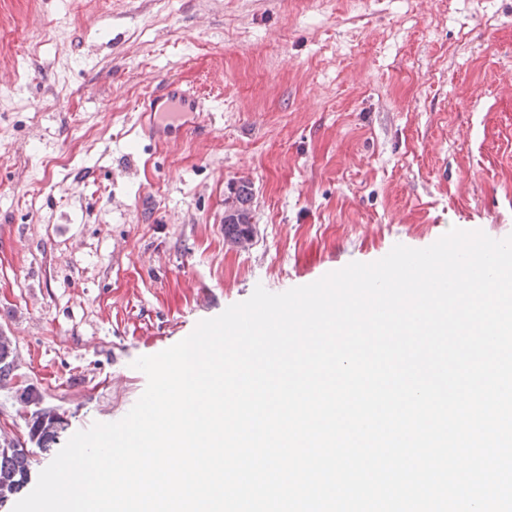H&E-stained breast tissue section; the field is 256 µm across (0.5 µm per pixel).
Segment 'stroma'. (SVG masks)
<instances>
[{
	"label": "stroma",
	"mask_w": 512,
	"mask_h": 512,
	"mask_svg": "<svg viewBox=\"0 0 512 512\" xmlns=\"http://www.w3.org/2000/svg\"><path fill=\"white\" fill-rule=\"evenodd\" d=\"M200 133L148 139L162 79ZM250 181L254 237L224 239ZM512 235V0H0V332L69 438L134 361L450 228Z\"/></svg>",
	"instance_id": "35a3bbf8"
}]
</instances>
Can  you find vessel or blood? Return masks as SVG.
I'll return each mask as SVG.
<instances>
[{"instance_id": "1", "label": "vessel or blood", "mask_w": 512, "mask_h": 512, "mask_svg": "<svg viewBox=\"0 0 512 512\" xmlns=\"http://www.w3.org/2000/svg\"><path fill=\"white\" fill-rule=\"evenodd\" d=\"M178 106L185 121L180 129L189 132L197 128L204 109L198 98L180 90L178 84L173 81H163L159 91L146 98L142 104L143 115L148 119L147 130L151 137L164 140L171 133L162 120L171 106Z\"/></svg>"}]
</instances>
